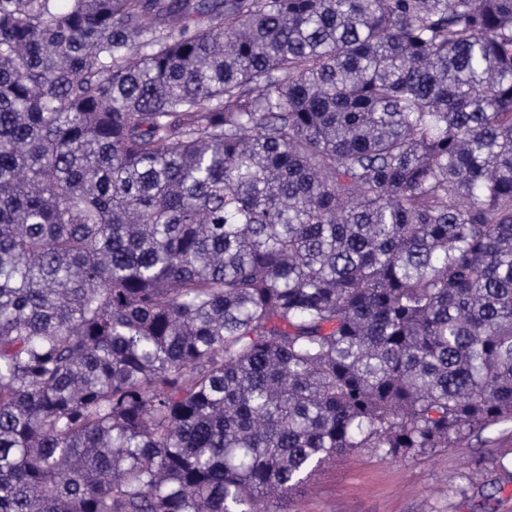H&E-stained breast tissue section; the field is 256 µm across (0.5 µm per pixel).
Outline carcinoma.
<instances>
[{
  "label": "carcinoma",
  "mask_w": 512,
  "mask_h": 512,
  "mask_svg": "<svg viewBox=\"0 0 512 512\" xmlns=\"http://www.w3.org/2000/svg\"><path fill=\"white\" fill-rule=\"evenodd\" d=\"M510 419L512 0H0V512Z\"/></svg>",
  "instance_id": "obj_1"
}]
</instances>
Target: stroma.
<instances>
[{
	"label": "stroma",
	"instance_id": "1",
	"mask_svg": "<svg viewBox=\"0 0 512 512\" xmlns=\"http://www.w3.org/2000/svg\"><path fill=\"white\" fill-rule=\"evenodd\" d=\"M290 498L292 512H512V422L396 460L358 449L324 464Z\"/></svg>",
	"mask_w": 512,
	"mask_h": 512
}]
</instances>
